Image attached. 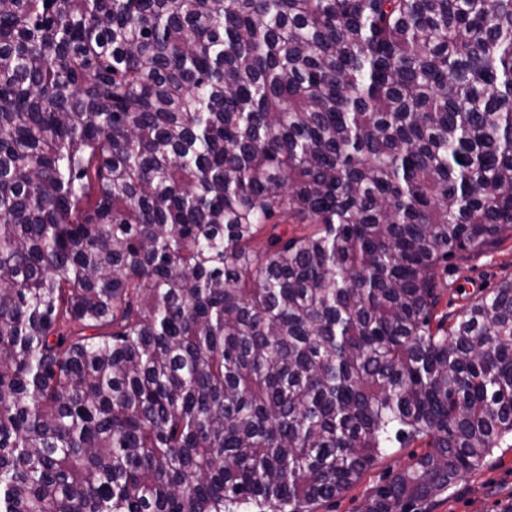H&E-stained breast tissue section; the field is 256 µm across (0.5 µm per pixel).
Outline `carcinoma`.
I'll return each instance as SVG.
<instances>
[{
	"label": "carcinoma",
	"instance_id": "obj_1",
	"mask_svg": "<svg viewBox=\"0 0 512 512\" xmlns=\"http://www.w3.org/2000/svg\"><path fill=\"white\" fill-rule=\"evenodd\" d=\"M512 0H0V512H364L512 448ZM440 279L448 281L441 308L448 302V311L457 310L469 298L494 288L505 276L512 275V237L485 253H474L448 260V274L439 271ZM417 448H393L370 469L363 479L347 493L336 500L321 506L319 512H361L365 501L379 484H383L390 474L405 469L411 462V453Z\"/></svg>",
	"mask_w": 512,
	"mask_h": 512
}]
</instances>
